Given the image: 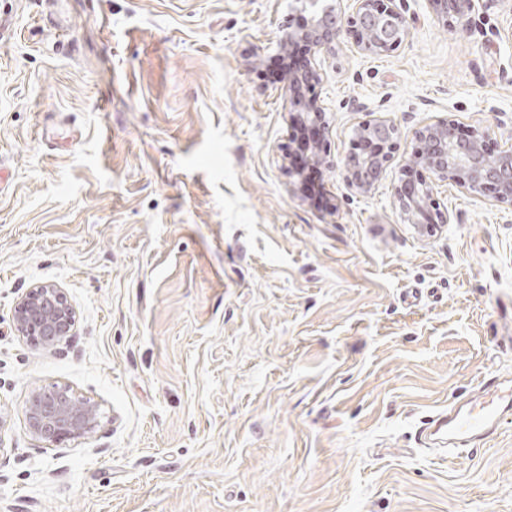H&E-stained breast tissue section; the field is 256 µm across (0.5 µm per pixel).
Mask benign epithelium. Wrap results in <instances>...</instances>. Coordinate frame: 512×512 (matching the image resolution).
I'll return each mask as SVG.
<instances>
[{"mask_svg":"<svg viewBox=\"0 0 512 512\" xmlns=\"http://www.w3.org/2000/svg\"><path fill=\"white\" fill-rule=\"evenodd\" d=\"M343 0H305L312 8V20L299 31H287L279 38L281 49L296 39L306 41L310 55L333 54L347 35L364 53L384 54L399 48L409 31V21L397 0H355V11L348 15ZM443 23L470 22L479 0H427ZM320 80V73L307 62L304 69L288 79L286 96L291 118L301 120L318 131L319 142L311 152L313 162L341 170L347 187L358 195L371 193L386 173L397 149L399 128L379 116L360 124L357 137L368 147L340 160L322 148L329 124L319 100L306 101L301 89L308 81ZM416 150L403 166L393 189V203L405 221L421 232H430L450 223V215L439 208L436 186L448 182L467 193L494 204L512 207V145L489 150L487 127L462 130L451 117H439L413 130ZM426 169L430 181L411 180L415 167ZM76 315L65 293L54 284H39L29 289L14 308L13 324L17 335L46 347H54L72 335ZM99 418L98 406L68 386L54 384L37 387L27 403V428L31 435L55 445L85 437L93 432Z\"/></svg>","mask_w":512,"mask_h":512,"instance_id":"7a95c632","label":"benign epithelium"}]
</instances>
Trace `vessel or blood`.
<instances>
[{"instance_id":"1","label":"vessel or blood","mask_w":512,"mask_h":512,"mask_svg":"<svg viewBox=\"0 0 512 512\" xmlns=\"http://www.w3.org/2000/svg\"><path fill=\"white\" fill-rule=\"evenodd\" d=\"M484 401L451 407L434 416L421 430L424 444L476 447L512 422V382L488 380Z\"/></svg>"}]
</instances>
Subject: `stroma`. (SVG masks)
<instances>
[{
    "mask_svg": "<svg viewBox=\"0 0 512 512\" xmlns=\"http://www.w3.org/2000/svg\"><path fill=\"white\" fill-rule=\"evenodd\" d=\"M404 7L395 51L317 59L333 157L368 112L401 131L371 194L323 169L320 210L266 75L293 0H0V512H512V423L419 438L512 379V207L444 183L422 234L393 204L419 125L512 143V0ZM42 283L76 312L56 350L13 328ZM51 384L98 404L90 435L28 432ZM480 0H427L430 8L436 17L441 19L445 25L448 22L468 24L478 9L477 3Z\"/></svg>",
    "mask_w": 512,
    "mask_h": 512,
    "instance_id": "1",
    "label": "stroma"
}]
</instances>
